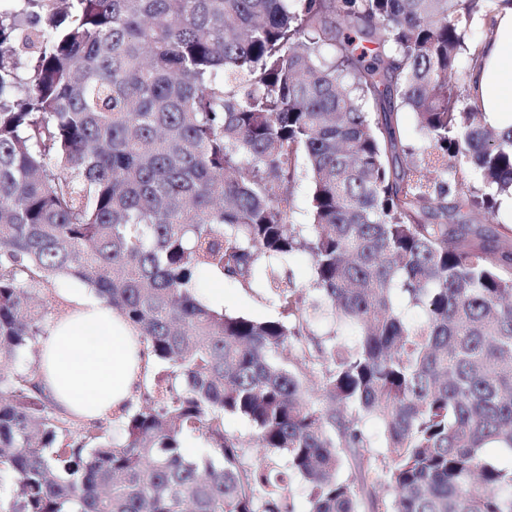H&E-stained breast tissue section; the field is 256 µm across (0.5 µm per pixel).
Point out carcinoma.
Masks as SVG:
<instances>
[{
    "label": "carcinoma",
    "instance_id": "carcinoma-1",
    "mask_svg": "<svg viewBox=\"0 0 512 512\" xmlns=\"http://www.w3.org/2000/svg\"><path fill=\"white\" fill-rule=\"evenodd\" d=\"M504 6L5 0L0 357L46 335L32 287L66 276L164 374L116 441L1 367L0 512H295L294 476L308 512H512V237L490 228L512 125L477 111L469 41ZM298 250L307 285L283 266ZM203 273L282 317L207 307ZM226 428L229 432L241 436L247 447H245L246 458L252 460L263 455L262 448H257L250 441V431L248 423L239 417H228L226 419Z\"/></svg>",
    "mask_w": 512,
    "mask_h": 512
}]
</instances>
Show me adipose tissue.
<instances>
[{"mask_svg":"<svg viewBox=\"0 0 512 512\" xmlns=\"http://www.w3.org/2000/svg\"><path fill=\"white\" fill-rule=\"evenodd\" d=\"M488 124H512V8L498 15L496 37L473 75ZM147 364L138 330L99 301L72 300L39 349V380L61 407L86 421L121 414Z\"/></svg>","mask_w":512,"mask_h":512,"instance_id":"obj_1","label":"adipose tissue"}]
</instances>
